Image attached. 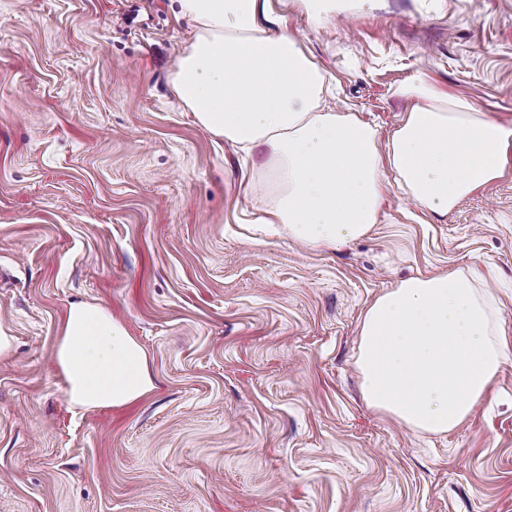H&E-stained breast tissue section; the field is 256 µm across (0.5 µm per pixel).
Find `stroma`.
<instances>
[{"label":"stroma","mask_w":512,"mask_h":512,"mask_svg":"<svg viewBox=\"0 0 512 512\" xmlns=\"http://www.w3.org/2000/svg\"><path fill=\"white\" fill-rule=\"evenodd\" d=\"M326 107L387 141L412 77L512 121V0H379L312 25ZM174 0H0V512H512V351L460 428L369 408L367 307L471 267L512 343V174L432 220L387 195L371 232L310 251L242 205L253 160L199 127L169 75ZM100 305L154 387L74 407L55 364L68 306Z\"/></svg>","instance_id":"1"}]
</instances>
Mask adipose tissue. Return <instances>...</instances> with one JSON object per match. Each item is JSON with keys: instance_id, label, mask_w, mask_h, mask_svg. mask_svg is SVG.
I'll list each match as a JSON object with an SVG mask.
<instances>
[{"instance_id": "ef3b65f1", "label": "adipose tissue", "mask_w": 512, "mask_h": 512, "mask_svg": "<svg viewBox=\"0 0 512 512\" xmlns=\"http://www.w3.org/2000/svg\"><path fill=\"white\" fill-rule=\"evenodd\" d=\"M194 29L170 74L196 124L263 155L249 183L267 223L310 249L367 235L385 197L435 218L502 177L512 123L478 111L416 76L386 147L354 112L323 109L322 68L274 13L271 0H178ZM469 270L409 278L366 309L356 359L367 405L408 429L443 435L466 423L505 358L501 309ZM70 402L92 410L132 404L153 388L142 347L107 309L66 311L55 347Z\"/></svg>"}]
</instances>
